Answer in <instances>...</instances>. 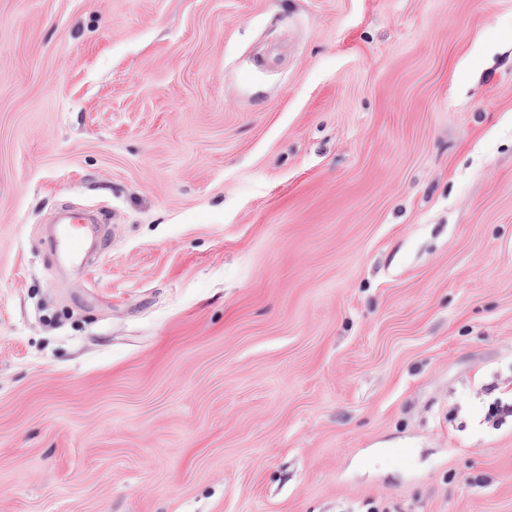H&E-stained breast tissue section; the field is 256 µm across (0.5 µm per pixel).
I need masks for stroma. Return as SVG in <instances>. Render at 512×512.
Listing matches in <instances>:
<instances>
[{
	"label": "stroma",
	"instance_id": "obj_1",
	"mask_svg": "<svg viewBox=\"0 0 512 512\" xmlns=\"http://www.w3.org/2000/svg\"><path fill=\"white\" fill-rule=\"evenodd\" d=\"M494 403L512 0H0V512H512Z\"/></svg>",
	"mask_w": 512,
	"mask_h": 512
}]
</instances>
